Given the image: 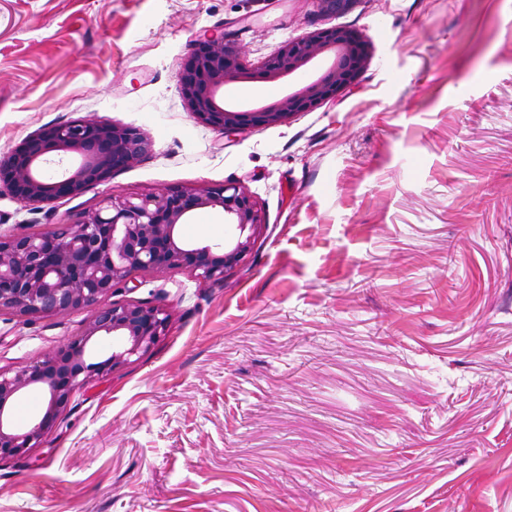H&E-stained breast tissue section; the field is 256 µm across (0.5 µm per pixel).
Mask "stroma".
<instances>
[{
    "label": "stroma",
    "mask_w": 512,
    "mask_h": 512,
    "mask_svg": "<svg viewBox=\"0 0 512 512\" xmlns=\"http://www.w3.org/2000/svg\"><path fill=\"white\" fill-rule=\"evenodd\" d=\"M363 33L339 98L224 136L179 93L204 37L249 66L317 27ZM75 119L152 152L0 235L76 224L109 197L235 183L265 213L223 281L142 271L103 303L170 324L0 461V512H512V0H0V150ZM216 209L185 228L223 244ZM91 315L0 312V371Z\"/></svg>",
    "instance_id": "1"
}]
</instances>
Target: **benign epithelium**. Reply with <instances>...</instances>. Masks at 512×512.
Listing matches in <instances>:
<instances>
[{"label":"benign epithelium","instance_id":"1","mask_svg":"<svg viewBox=\"0 0 512 512\" xmlns=\"http://www.w3.org/2000/svg\"><path fill=\"white\" fill-rule=\"evenodd\" d=\"M314 14L328 18L358 0H312ZM369 51L363 35L346 26L317 28L286 41L253 69L235 39L200 41L184 59L182 102L197 122L229 136L249 128L283 125L300 112L339 97L365 70ZM260 80L279 84L274 100L241 103L233 85ZM153 143L139 130L112 120L72 121L36 133L0 152V187L40 208L82 194L93 184L137 162ZM220 208L233 235L216 253L182 235L191 214ZM266 226L264 212L241 186L224 184L106 199L80 224H61L46 236L0 237V311L33 318L89 307L128 285L145 270L185 268L224 281L227 271L250 253ZM169 315L140 301H114L96 308L79 337L29 368L0 372V460L35 448L65 413L73 393L151 353L165 335ZM117 340L112 353L88 361L92 344ZM40 391L43 413L19 426L13 407L26 389Z\"/></svg>","mask_w":512,"mask_h":512}]
</instances>
